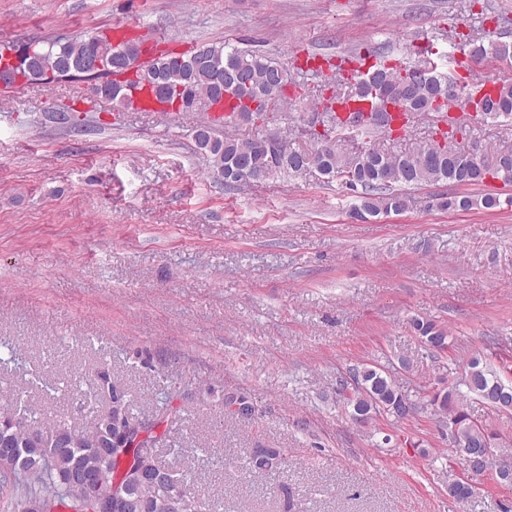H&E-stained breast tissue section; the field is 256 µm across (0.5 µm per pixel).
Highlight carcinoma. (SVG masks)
Instances as JSON below:
<instances>
[{
    "instance_id": "obj_1",
    "label": "carcinoma",
    "mask_w": 512,
    "mask_h": 512,
    "mask_svg": "<svg viewBox=\"0 0 512 512\" xmlns=\"http://www.w3.org/2000/svg\"><path fill=\"white\" fill-rule=\"evenodd\" d=\"M108 47L111 40L99 35L56 40L43 47L34 42L21 44L25 54L15 75L23 78L26 84L41 83L47 78L69 79L85 76L77 69L81 59L94 49L92 40ZM470 57L478 60H490L512 67V44L491 41L487 44L475 43ZM280 67L274 59L253 50L242 49L229 43L203 44L191 51L176 54L162 51L151 64L137 71L138 82L152 88L153 82L160 83L165 93L157 99L174 103L178 90L189 88L196 96L211 103L216 102L215 74L226 76L244 74L250 82L246 85L224 84V91L239 99L263 102L260 112L263 122L255 125L254 134L248 139H239L231 134L222 138L212 135L207 126H197L194 138L197 148L209 161L212 177L236 182L240 179V156L245 155L256 166L264 167L263 179L296 175L299 167L293 160L298 158L302 165L315 169L329 182L338 181L346 188L358 192V204L353 206L350 216L357 221H367L381 214L400 213L408 206L407 196L400 192L402 187L423 184H448L460 187H475L487 183V178L500 179L511 184L512 175L504 176L503 170L512 172V152L500 153L497 158L502 164L493 167L472 163L461 154L462 147L452 148L446 144L449 132L434 128L433 138L412 150L398 154L388 153L377 147L362 156L360 160L345 155L337 146H325L323 139L328 133L344 136L347 131L338 122L336 113L326 109L329 120L328 132L318 135L320 143L308 152L296 151L288 154L275 166L265 165V146L267 143L284 139L279 124L282 110L288 105L284 89L274 88L273 75ZM407 68L382 64L368 73V76L351 83L338 79L336 92L327 98L318 93L316 99L327 100L328 104L342 98L357 95H371L377 103L398 102L409 119L406 127L400 131L406 133L422 117L433 112V102L439 96H448V85L457 80L438 71L437 65L429 64L428 81L413 90L410 98L400 96L403 72ZM120 71L113 69L112 60H107L99 72L91 79L104 90L108 98L119 105L125 104L124 86L115 81ZM493 96L481 93L485 100L484 111L475 113L482 121L499 122L501 119L512 121V83L502 81L491 87ZM366 129L390 136L394 132L393 117L389 112L370 113L366 120ZM437 206L442 209L468 211L475 207L493 210L501 206L498 196L487 193L475 197L469 193H458L438 199ZM411 326L424 343L436 341L449 343L446 328L431 319L413 318ZM350 379L338 380L339 403L354 423H359L358 415L385 416L395 423L407 420L403 407L410 401L420 409H429L440 421L448 424V436L455 451L466 454L484 446L492 449L484 459L485 469L501 486H512V443L490 430L486 426L474 424V418L468 411V401L477 399L486 405L502 409L499 385L512 386V367L504 365L495 368L486 359L477 354L462 365L458 377L443 388L422 387L409 391L396 376V373L374 365L364 364L349 370ZM120 382L112 372L101 368L91 383L94 393L109 402L104 410L96 413L94 422L97 430L76 427L64 419L55 420L52 425L44 426L28 413L24 391L13 397L12 407L0 412V432L10 436L14 446L20 450L33 447V438L39 440V450L25 453L22 474H10L0 467V496H13L23 490L19 507H24L32 498L48 497L57 512H73L80 498L79 487L73 483L76 472H92L99 476L98 493L110 497L117 489H125L132 497L148 500L153 504V512H168L166 507L165 486L151 483H127L122 474V462L109 448L112 438H121L118 430L112 429V390ZM171 394L164 396L162 405L155 414L156 424L161 428L159 443L170 448L176 447L172 429L168 426ZM63 442L66 448H57ZM283 457L279 450L270 448L263 454H254L252 472L267 475L282 465ZM144 463L150 470L167 471L184 501L182 512H201L198 498L192 492L189 478L184 473L174 471L168 463L159 460L155 454L144 457ZM24 483H17V478Z\"/></svg>"
}]
</instances>
